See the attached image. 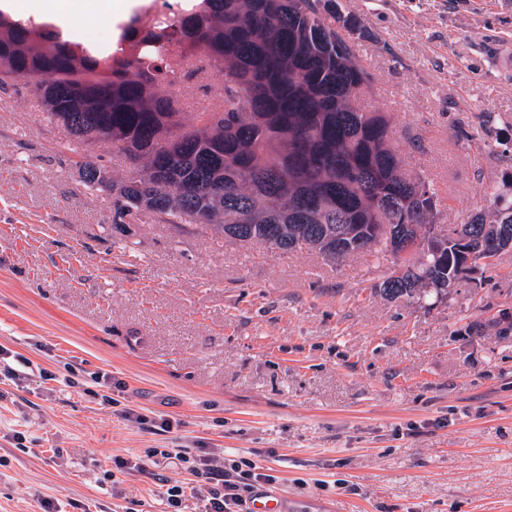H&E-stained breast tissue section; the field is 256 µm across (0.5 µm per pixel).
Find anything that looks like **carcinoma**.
I'll list each match as a JSON object with an SVG mask.
<instances>
[{"label":"carcinoma","instance_id":"carcinoma-1","mask_svg":"<svg viewBox=\"0 0 512 512\" xmlns=\"http://www.w3.org/2000/svg\"><path fill=\"white\" fill-rule=\"evenodd\" d=\"M356 22L334 0H151L120 26L106 52L48 22L0 11V88L31 76L47 119L83 143L109 140L133 163L114 212L151 214L224 235L245 225L242 244L307 249L346 237L352 253L387 261L379 291L422 308L450 288H404L414 278L455 284L463 265L486 258L479 224L512 229V196L490 186L493 209L436 238L417 260L398 258L385 224H434L439 200L421 174L405 171L386 112L360 98L372 85L355 50ZM224 74V102L182 122L160 83H176V57ZM106 167L87 159L83 186L99 190Z\"/></svg>","mask_w":512,"mask_h":512}]
</instances>
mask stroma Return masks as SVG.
I'll return each instance as SVG.
<instances>
[{
  "label": "stroma",
  "mask_w": 512,
  "mask_h": 512,
  "mask_svg": "<svg viewBox=\"0 0 512 512\" xmlns=\"http://www.w3.org/2000/svg\"><path fill=\"white\" fill-rule=\"evenodd\" d=\"M336 4L359 23L369 108L438 195L437 229L489 209L512 173V72L495 65L512 0ZM171 93L188 122L224 77L188 67ZM87 155L131 168L112 142H68L28 87L0 89V512H163L190 476L154 448L253 458L285 496L339 512H512V336L495 326L512 251L421 308L387 299L364 254L331 264L147 214L123 237L111 197L80 182ZM117 455L149 475L111 477Z\"/></svg>",
  "instance_id": "1"
}]
</instances>
